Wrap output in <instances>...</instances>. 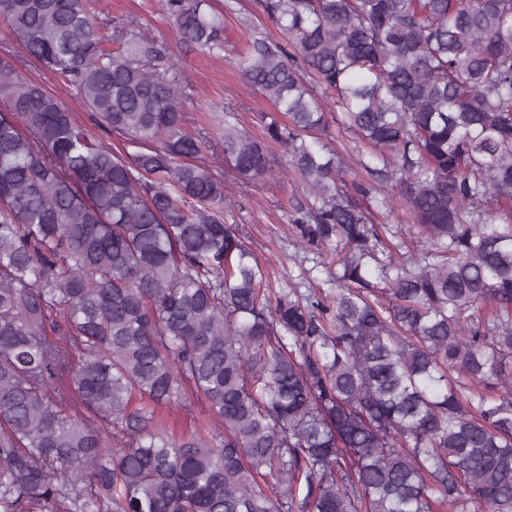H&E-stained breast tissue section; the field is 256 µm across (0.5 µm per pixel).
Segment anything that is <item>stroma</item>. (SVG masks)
Instances as JSON below:
<instances>
[{"mask_svg":"<svg viewBox=\"0 0 512 512\" xmlns=\"http://www.w3.org/2000/svg\"><path fill=\"white\" fill-rule=\"evenodd\" d=\"M224 14L228 38L225 53L210 55L200 49L173 42L172 29L159 0H99L100 17L113 21L135 20L151 34L171 39L172 53L187 83L186 103L190 127L208 128L214 142L204 154L205 160L227 183L224 196V220L236 225L254 256L271 269L277 288L327 289L323 264L335 261L334 252L326 256L302 249L291 222L294 210L309 200L308 193L295 174L283 144L269 145L270 175L250 185H240L224 163L219 139L224 130L223 107H230L239 124L252 134L264 133L266 119L275 118L272 103L251 91L234 64V55L243 43V28L280 38L276 25L257 9L255 0H212ZM11 53L24 72L70 107L85 126H92L89 111L82 109L74 89L59 85L41 66L30 60L25 50L13 40L6 24L0 22V55Z\"/></svg>","mask_w":512,"mask_h":512,"instance_id":"1","label":"stroma"}]
</instances>
